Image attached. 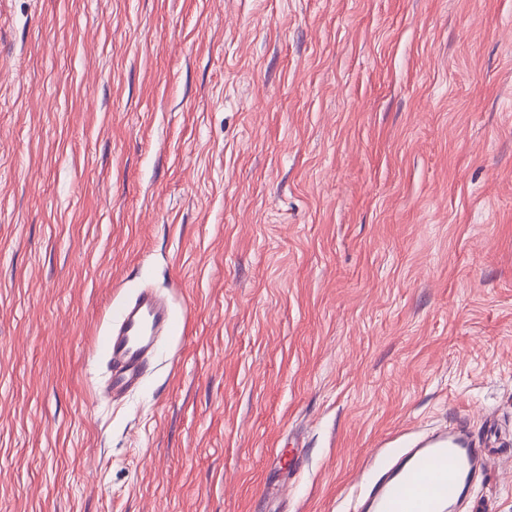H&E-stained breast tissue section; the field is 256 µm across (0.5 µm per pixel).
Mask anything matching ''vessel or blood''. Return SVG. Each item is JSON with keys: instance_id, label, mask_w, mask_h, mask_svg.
I'll return each instance as SVG.
<instances>
[{"instance_id": "vessel-or-blood-1", "label": "vessel or blood", "mask_w": 512, "mask_h": 512, "mask_svg": "<svg viewBox=\"0 0 512 512\" xmlns=\"http://www.w3.org/2000/svg\"><path fill=\"white\" fill-rule=\"evenodd\" d=\"M176 329L170 305L152 290L113 307L101 339L108 366L101 398L118 402L143 387L160 341ZM489 461V449L452 430L410 442L404 459L377 481L368 512H456Z\"/></svg>"}]
</instances>
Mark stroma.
I'll use <instances>...</instances> for the list:
<instances>
[{"label": "stroma", "mask_w": 512, "mask_h": 512, "mask_svg": "<svg viewBox=\"0 0 512 512\" xmlns=\"http://www.w3.org/2000/svg\"><path fill=\"white\" fill-rule=\"evenodd\" d=\"M459 423L512 512V0H0V512H354ZM176 329L170 305L152 290L143 289L133 300L113 307L101 339L108 375L100 397L118 402L143 387L160 341Z\"/></svg>", "instance_id": "1"}]
</instances>
